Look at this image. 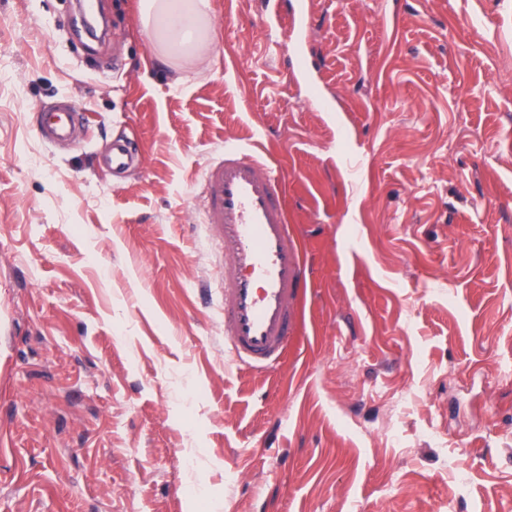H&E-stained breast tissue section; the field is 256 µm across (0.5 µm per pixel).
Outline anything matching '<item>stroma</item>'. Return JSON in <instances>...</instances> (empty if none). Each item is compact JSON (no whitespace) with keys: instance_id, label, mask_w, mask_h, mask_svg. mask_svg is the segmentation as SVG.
I'll list each match as a JSON object with an SVG mask.
<instances>
[{"instance_id":"obj_1","label":"stroma","mask_w":512,"mask_h":512,"mask_svg":"<svg viewBox=\"0 0 512 512\" xmlns=\"http://www.w3.org/2000/svg\"><path fill=\"white\" fill-rule=\"evenodd\" d=\"M138 2L0 0V512H512V0H310L297 80L264 0L166 61ZM259 131L314 284L264 373L198 205ZM83 110L74 104L42 112L37 133L44 141L71 138L74 128L83 124ZM136 147L126 141H115L112 143L110 153L101 160L104 168L111 172L127 169L135 159Z\"/></svg>"}]
</instances>
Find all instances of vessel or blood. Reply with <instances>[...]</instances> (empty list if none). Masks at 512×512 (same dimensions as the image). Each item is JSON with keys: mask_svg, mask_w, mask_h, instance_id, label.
<instances>
[{"mask_svg": "<svg viewBox=\"0 0 512 512\" xmlns=\"http://www.w3.org/2000/svg\"><path fill=\"white\" fill-rule=\"evenodd\" d=\"M308 19V9L296 7L286 15L279 0H269L265 23L274 30L290 23L289 57L298 75L308 70L297 46ZM84 119L73 104L51 109L42 113L37 133L46 141L68 139ZM135 152L132 143L113 142L101 164L112 172L127 169ZM201 193L204 222L222 257L224 345L236 364L270 369L292 340L297 303L310 286L301 240L288 222L281 176L260 144L228 143L205 168Z\"/></svg>", "mask_w": 512, "mask_h": 512, "instance_id": "b4317fda", "label": "vessel or blood"}]
</instances>
